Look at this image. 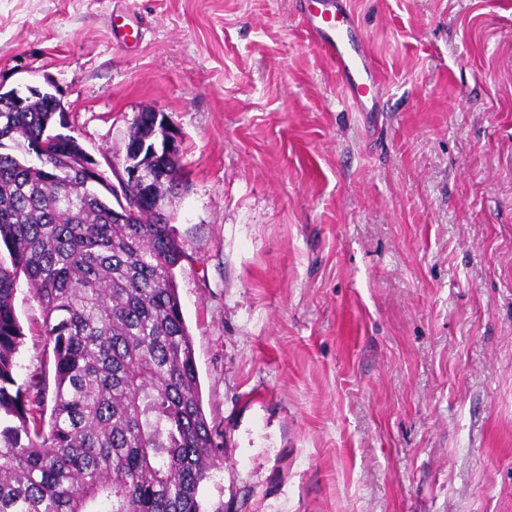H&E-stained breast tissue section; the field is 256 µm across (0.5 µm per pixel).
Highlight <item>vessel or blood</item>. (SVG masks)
<instances>
[{"label":"vessel or blood","instance_id":"obj_1","mask_svg":"<svg viewBox=\"0 0 512 512\" xmlns=\"http://www.w3.org/2000/svg\"><path fill=\"white\" fill-rule=\"evenodd\" d=\"M303 15L309 35L345 84L352 106L374 111L376 68L344 0H303Z\"/></svg>","mask_w":512,"mask_h":512}]
</instances>
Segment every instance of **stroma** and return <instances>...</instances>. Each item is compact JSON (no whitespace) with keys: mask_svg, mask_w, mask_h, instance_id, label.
<instances>
[{"mask_svg":"<svg viewBox=\"0 0 512 512\" xmlns=\"http://www.w3.org/2000/svg\"><path fill=\"white\" fill-rule=\"evenodd\" d=\"M346 2L374 112L296 0H0V86L57 88L100 162L143 107L179 134L202 512H512V0Z\"/></svg>","mask_w":512,"mask_h":512,"instance_id":"1","label":"stroma"}]
</instances>
